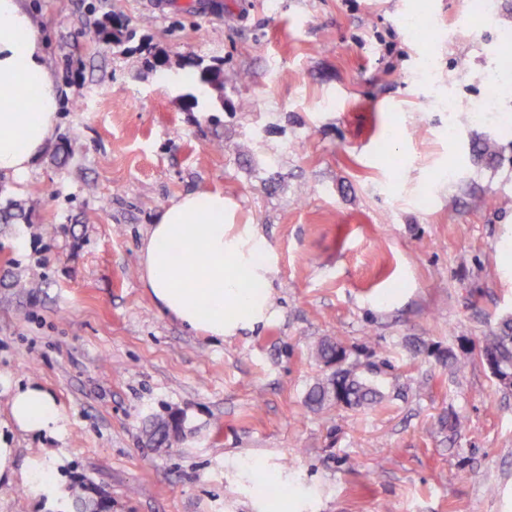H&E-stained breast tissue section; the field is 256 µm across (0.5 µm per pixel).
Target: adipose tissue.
<instances>
[{
  "instance_id": "obj_1",
  "label": "adipose tissue",
  "mask_w": 512,
  "mask_h": 512,
  "mask_svg": "<svg viewBox=\"0 0 512 512\" xmlns=\"http://www.w3.org/2000/svg\"><path fill=\"white\" fill-rule=\"evenodd\" d=\"M36 92L19 103L24 85ZM60 108L46 41L24 0H0V176L22 180L52 141ZM224 196L189 194L166 207L140 249L142 280L160 310L191 330L224 338L262 320L270 269L252 232L231 231ZM180 258H172L171 248ZM10 418L31 435L55 433L63 419L41 386H15Z\"/></svg>"
}]
</instances>
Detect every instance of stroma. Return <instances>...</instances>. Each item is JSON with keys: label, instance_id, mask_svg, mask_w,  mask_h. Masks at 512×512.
<instances>
[{"label": "stroma", "instance_id": "1", "mask_svg": "<svg viewBox=\"0 0 512 512\" xmlns=\"http://www.w3.org/2000/svg\"><path fill=\"white\" fill-rule=\"evenodd\" d=\"M25 4L61 97L26 179L0 177V206L26 211L0 224V376L41 385L63 421L20 431L0 386V512H63L78 482L109 512H273L267 479L281 512H512V389L481 357L512 320V0ZM116 17L121 42L98 40ZM211 65L223 91L190 80ZM200 192L274 267L266 317L222 340L141 280L150 225ZM326 337L382 404L307 407ZM173 413L181 442L147 445ZM45 448L66 457L57 498L19 495Z\"/></svg>", "mask_w": 512, "mask_h": 512}]
</instances>
